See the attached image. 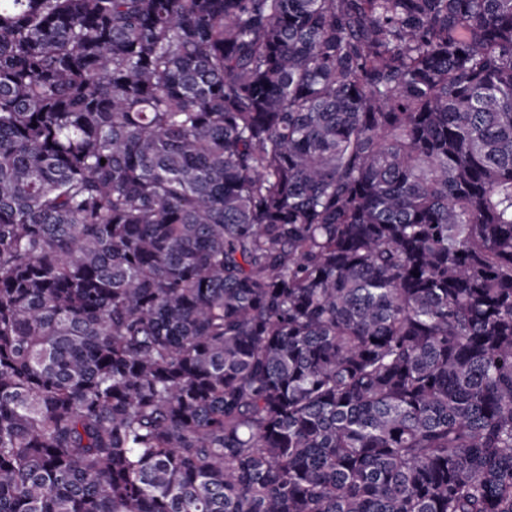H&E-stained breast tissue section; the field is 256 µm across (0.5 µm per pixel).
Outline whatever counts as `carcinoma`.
<instances>
[{"label":"carcinoma","instance_id":"cac0c4a2","mask_svg":"<svg viewBox=\"0 0 512 512\" xmlns=\"http://www.w3.org/2000/svg\"><path fill=\"white\" fill-rule=\"evenodd\" d=\"M0 512H512V0H0Z\"/></svg>","mask_w":512,"mask_h":512}]
</instances>
